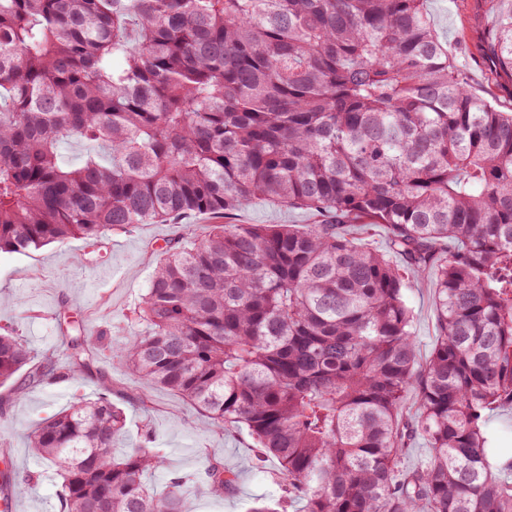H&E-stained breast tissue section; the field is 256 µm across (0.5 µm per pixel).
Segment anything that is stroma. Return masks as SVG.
<instances>
[{
	"mask_svg": "<svg viewBox=\"0 0 512 512\" xmlns=\"http://www.w3.org/2000/svg\"><path fill=\"white\" fill-rule=\"evenodd\" d=\"M430 23L456 64L464 68L477 96L498 109H512V80L491 74V62L474 44L482 20L473 0H426ZM229 224H312L310 211L288 208L256 199L226 216ZM215 219L196 214L179 223L137 224L108 232L91 243L73 239L52 243L28 254L0 252V326L16 327L35 352H66V329L82 325L92 341L108 345L132 329L133 312L153 275L152 260L166 243L183 237L205 238ZM414 315L415 339L420 359H427L436 342L437 316L430 275L417 278L407 290ZM110 387L113 402L126 415L124 434L115 442L124 452L151 428L164 448L166 471L146 479L163 487L169 473L191 476L187 512H249L264 498L287 506L288 495L275 459H260L256 442L247 429H205L206 416L181 398L147 384L121 361L99 362L91 370L54 383L30 388L22 396L0 388V459L12 471L27 475L18 512H60L54 483L42 474L43 465L29 446V436L40 420L66 408L75 396L97 397ZM217 461L236 477L233 490L212 494L206 486L205 467Z\"/></svg>",
	"mask_w": 512,
	"mask_h": 512,
	"instance_id": "obj_1",
	"label": "stroma"
}]
</instances>
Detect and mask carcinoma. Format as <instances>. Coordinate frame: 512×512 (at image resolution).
I'll return each instance as SVG.
<instances>
[{"label":"carcinoma","instance_id":"obj_1","mask_svg":"<svg viewBox=\"0 0 512 512\" xmlns=\"http://www.w3.org/2000/svg\"><path fill=\"white\" fill-rule=\"evenodd\" d=\"M477 48L512 76V5ZM256 198L319 221L174 242L144 329L107 348L72 336L63 365L0 327V387L118 358L247 428L298 512H512L489 427L512 408V111L470 91L424 0H0V252ZM379 224L403 265L359 242ZM422 274L425 361L406 301ZM124 428L105 384L32 432L62 512H186V478L145 480L166 467L150 432L114 452ZM409 431L431 452L404 471ZM207 474L233 489L222 465ZM407 300L414 315L418 354L421 360H426L431 355L437 336L434 289L430 275H422L414 281L407 290Z\"/></svg>","mask_w":512,"mask_h":512}]
</instances>
